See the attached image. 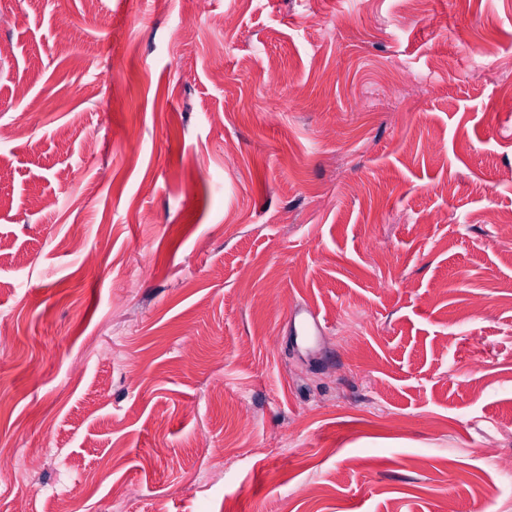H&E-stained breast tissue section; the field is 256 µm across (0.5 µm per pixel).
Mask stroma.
I'll return each instance as SVG.
<instances>
[{
    "label": "stroma",
    "mask_w": 512,
    "mask_h": 512,
    "mask_svg": "<svg viewBox=\"0 0 512 512\" xmlns=\"http://www.w3.org/2000/svg\"><path fill=\"white\" fill-rule=\"evenodd\" d=\"M491 209L512 0H0V512H512ZM301 323L310 336H322L326 333V326L321 322L317 312L310 308H298L293 313V324Z\"/></svg>",
    "instance_id": "obj_1"
}]
</instances>
